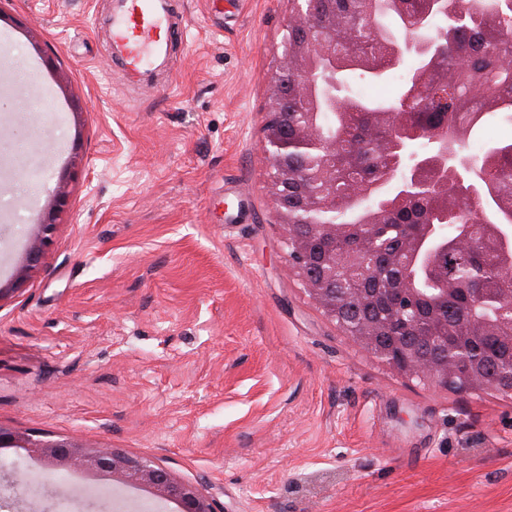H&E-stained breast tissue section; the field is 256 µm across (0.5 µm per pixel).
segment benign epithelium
I'll list each match as a JSON object with an SVG mask.
<instances>
[{
    "mask_svg": "<svg viewBox=\"0 0 512 512\" xmlns=\"http://www.w3.org/2000/svg\"><path fill=\"white\" fill-rule=\"evenodd\" d=\"M294 9L286 23L282 53L275 70L268 77L269 95L267 119L264 127V152L271 172L268 191L275 205L278 224L289 248L288 270L304 287L310 300L322 315L360 351L402 379L417 381L432 388L453 389L476 395L512 397V388L480 374L464 372L448 362V326H437L430 336L420 340L445 350L438 356L423 359L413 348L395 343L385 350L379 338L384 323L346 317L336 300V289L329 283L348 282L352 297L361 302L379 306L386 304L384 315L393 321L407 312L417 313L419 290L409 278L368 288L369 275L376 266L379 253L372 240L380 213L369 214L363 224H315L313 230H298L300 217L288 206V185L297 180V174L288 168V156L310 157L321 162V168L302 172L303 182L318 186L315 192H305L302 207L306 210L326 207L324 198H333L336 183V143L322 132L319 113L336 111L346 106V99L336 94V26H328L316 19L309 0H293ZM436 18L430 14L419 16L410 33L390 46L396 61L415 54L419 62L427 63L428 52L434 44L431 35ZM304 30V41L295 39L294 32ZM295 74L293 86H288V72ZM421 91L414 86L401 100L400 109L388 111V135L382 146L400 153L389 174L397 200L427 195V190L448 188V178H461V172L470 169L472 162L461 155L448 141V133L422 131L403 132L401 113L412 110ZM427 139V150L409 151L411 144ZM496 194V184L483 178L466 193L468 202L477 205L482 198ZM497 263L502 272L500 300L502 310L495 321H476L467 325L470 330L482 329L498 337L512 340V224L497 228ZM400 254L406 256L403 267L410 269L417 257L445 287L438 289L435 303H448V269L440 264L448 254V235L442 224H421L416 233L402 240ZM43 242L34 240L28 250L26 263L18 279L26 271L37 268L43 260ZM12 441L17 448H25L38 455L50 469L80 468L89 474L106 473L126 483L150 489L157 497L175 503L180 512H217L215 502L193 483L176 479L169 470L151 460L129 455L117 448H103L74 440L35 441L25 435L13 434L0 428V447Z\"/></svg>",
    "mask_w": 512,
    "mask_h": 512,
    "instance_id": "benign-epithelium-1",
    "label": "benign epithelium"
}]
</instances>
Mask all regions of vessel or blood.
<instances>
[{
    "label": "vessel or blood",
    "instance_id": "1",
    "mask_svg": "<svg viewBox=\"0 0 512 512\" xmlns=\"http://www.w3.org/2000/svg\"><path fill=\"white\" fill-rule=\"evenodd\" d=\"M179 25L171 0H117L110 19L112 47L131 82H152L147 62L168 56L170 33Z\"/></svg>",
    "mask_w": 512,
    "mask_h": 512
}]
</instances>
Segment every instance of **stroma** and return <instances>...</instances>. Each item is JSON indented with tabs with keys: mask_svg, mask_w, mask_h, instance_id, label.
Returning <instances> with one entry per match:
<instances>
[{
	"mask_svg": "<svg viewBox=\"0 0 512 512\" xmlns=\"http://www.w3.org/2000/svg\"><path fill=\"white\" fill-rule=\"evenodd\" d=\"M180 2L156 93L112 60L110 0H0V285L68 184L0 299V427L157 461L219 512H512V399L404 382L285 271L263 126L291 0ZM0 471V512L32 479L69 512H177L23 449Z\"/></svg>",
	"mask_w": 512,
	"mask_h": 512,
	"instance_id": "35a3bbf8",
	"label": "stroma"
}]
</instances>
